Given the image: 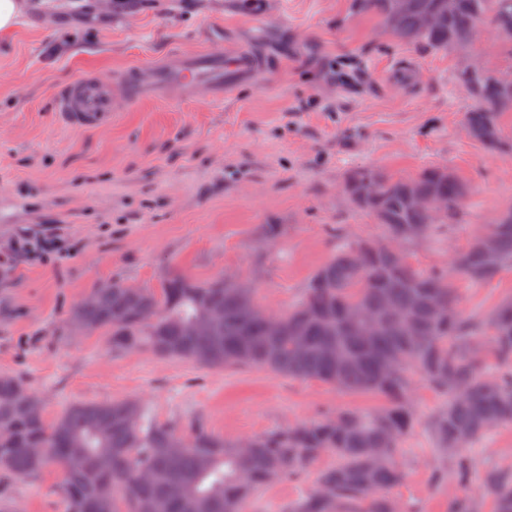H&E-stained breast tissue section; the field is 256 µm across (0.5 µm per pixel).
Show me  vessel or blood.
Listing matches in <instances>:
<instances>
[{"label": "vessel or blood", "instance_id": "obj_1", "mask_svg": "<svg viewBox=\"0 0 512 512\" xmlns=\"http://www.w3.org/2000/svg\"><path fill=\"white\" fill-rule=\"evenodd\" d=\"M261 70L259 56L253 52L196 56L183 59L174 70H158L140 74L126 85L127 100H134L149 86L173 82L187 90L191 96H199L211 89L223 86L228 71L258 75ZM112 82L96 76L83 77L67 86L57 97V117L61 124L75 131H91L102 128L112 121Z\"/></svg>", "mask_w": 512, "mask_h": 512}]
</instances>
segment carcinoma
I'll list each match as a JSON object with an SVG mask.
<instances>
[{"label": "carcinoma", "mask_w": 512, "mask_h": 512, "mask_svg": "<svg viewBox=\"0 0 512 512\" xmlns=\"http://www.w3.org/2000/svg\"><path fill=\"white\" fill-rule=\"evenodd\" d=\"M356 12L379 17L398 29L402 44L451 51L472 44L482 28L493 29L512 57V0H407L397 12L392 0H350ZM442 23L426 28L423 17ZM500 70L472 65L453 82L467 91L466 123L487 150L508 145L502 119L512 97L497 85ZM344 192L357 209L372 214L396 251L369 240L343 241L306 283L288 310L273 315L277 336L244 309L259 303L254 288L240 280H195L169 272L155 288L131 291L122 279L90 291L93 304H77L68 323L107 336L114 352L147 351L209 369L261 368L273 375L315 379L340 391L374 394L385 406L373 413L344 408L311 421L247 439L249 449L208 432L197 420H160L134 399L80 401L48 419L38 396L21 377L0 374V476H24L60 469L59 492L66 512H246L262 488L295 480L324 456L312 489L283 512H399L390 497L403 472L398 448L414 428V379L447 396L431 419L440 454L429 471L434 488L451 481L460 490L449 512H474L467 490L478 483L493 495L495 512H512V471L477 473L467 448L501 426H512V299L487 317L466 314L459 288L448 274L413 264L404 245L431 239L450 224L465 221V185L439 167L414 177L393 178L373 170L348 175ZM412 196L440 197L446 207L432 214L411 207ZM480 235H490L497 259L484 258L479 240L451 262L454 275L472 285L493 281L512 268V206ZM151 310L154 318L141 314ZM385 313L370 332L363 318ZM413 317L412 335L403 330ZM487 344L505 366L487 373L475 355ZM395 357L400 368L383 371ZM466 388L459 398L456 387ZM45 449L35 458L30 449ZM378 465H372V457ZM150 479H141V473Z\"/></svg>", "instance_id": "obj_1"}]
</instances>
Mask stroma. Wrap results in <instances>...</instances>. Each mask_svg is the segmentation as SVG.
Here are the masks:
<instances>
[{
  "instance_id": "obj_1",
  "label": "stroma",
  "mask_w": 512,
  "mask_h": 512,
  "mask_svg": "<svg viewBox=\"0 0 512 512\" xmlns=\"http://www.w3.org/2000/svg\"><path fill=\"white\" fill-rule=\"evenodd\" d=\"M264 31L263 69L225 76L223 92L181 98L151 88L118 100L110 126L75 132L57 118L58 89L88 74L122 84L137 68L250 47ZM479 63L512 66L496 34L470 46L418 51L383 35L378 18L349 0H27L0 36V254L31 224H58L81 243L61 265L0 271V373L22 377L56 417L78 401L137 399L161 419L197 417L225 440L318 419L381 400L262 369L214 370L145 352H112L103 335H70L71 308L119 277L140 288L179 270L200 281L235 276L263 308L283 312L329 260L337 236L378 239L376 219L344 194L346 177H393L442 166L468 191L466 223L408 245L424 269L449 268L482 225L512 206V153H491L466 131L467 93L452 73ZM281 224L273 246L264 225ZM466 312L485 315L512 298V269L461 285ZM444 398L417 383L419 419L397 461L393 497L418 512H448L453 484L433 489L437 452L429 421ZM477 470H512V426L468 449ZM314 473L260 490L248 512H281ZM61 471L0 480L17 512H64Z\"/></svg>"
}]
</instances>
